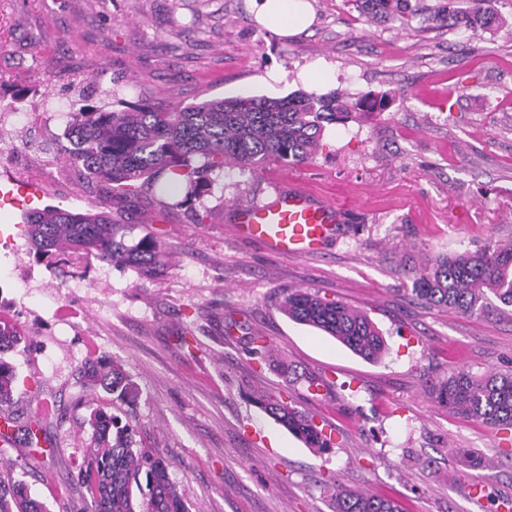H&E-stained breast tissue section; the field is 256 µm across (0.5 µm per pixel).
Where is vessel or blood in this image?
I'll use <instances>...</instances> for the list:
<instances>
[{
  "mask_svg": "<svg viewBox=\"0 0 512 512\" xmlns=\"http://www.w3.org/2000/svg\"><path fill=\"white\" fill-rule=\"evenodd\" d=\"M231 212L239 237L293 257L322 249L336 237L344 218L342 207L316 199L298 185L278 190L269 202L237 205Z\"/></svg>",
  "mask_w": 512,
  "mask_h": 512,
  "instance_id": "vessel-or-blood-1",
  "label": "vessel or blood"
}]
</instances>
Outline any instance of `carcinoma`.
<instances>
[{"label":"carcinoma","instance_id":"1","mask_svg":"<svg viewBox=\"0 0 512 512\" xmlns=\"http://www.w3.org/2000/svg\"><path fill=\"white\" fill-rule=\"evenodd\" d=\"M367 17L387 22L413 15L411 0H356ZM491 0H472L461 10L445 0L434 20L461 32L497 21ZM384 98L371 94L344 97L297 92L281 99L235 97L212 99L184 108L147 101L108 109L80 107L70 113L69 146L64 162L78 169L87 184L123 195L154 193L163 207H179L200 197V171L221 170L229 163L254 172L271 163L302 165L314 159L324 124L344 122L357 112L382 109ZM35 255L49 266L65 264L88 270L91 260L133 268L154 279L168 265V253L146 230L128 239V225L106 212H79L60 207L32 211L26 217ZM415 294L426 302L462 315L485 312L492 300L512 308V244L464 251L435 260L415 280ZM280 309L289 319L321 330L356 355L382 359L388 346L382 332L362 310L327 299L315 290L290 288ZM24 340L21 329L0 318V412L24 432L25 444L37 440L32 422L18 423L7 413L17 379L3 355ZM87 395L103 391L129 408L139 399L137 384L121 365L96 358L82 366ZM434 401L449 412L487 424L512 427V371L473 373L460 369L432 389ZM90 442L81 462L67 475L80 492V512H189L172 464L139 446L136 432L117 415L91 407ZM262 410L308 448L325 450L332 438L314 419L280 400H261ZM334 512H401L392 499L349 490L336 481L323 483ZM0 512H49L22 483L0 478Z\"/></svg>","mask_w":512,"mask_h":512}]
</instances>
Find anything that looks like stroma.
I'll use <instances>...</instances> for the list:
<instances>
[{"label":"stroma","instance_id":"35a3bbf8","mask_svg":"<svg viewBox=\"0 0 512 512\" xmlns=\"http://www.w3.org/2000/svg\"><path fill=\"white\" fill-rule=\"evenodd\" d=\"M437 2L419 0L400 24L370 20L354 0H309L312 25L280 38L250 0H15L0 23V73L37 119L0 129V181L36 193L0 197V268L13 272L0 318L25 335L7 355L10 410L42 431L39 446L18 441L0 458L16 461L13 478L50 512H78L65 475L91 436L74 402L93 354L138 385L127 419L172 463L190 512H332L323 474L403 512H498L512 500V428L460 419L428 393L455 370L511 369L512 312L464 316L413 291L436 257L512 241V0H493L499 25L461 35L431 23ZM311 67L323 76L315 85L301 78ZM112 90L181 108L298 90L388 99L326 125L308 164L252 177L228 166L209 173L200 199L164 211L149 195L111 197L62 161L71 109L104 105ZM292 184L344 209L337 238L297 258L236 236L229 206ZM47 206L152 225L171 263L153 281L104 263L83 278L46 266L29 252L23 215ZM290 288L366 311L387 356L366 361L288 319L278 303ZM256 331L266 351L249 344ZM283 394L332 429L330 451L305 447L255 403ZM477 480L486 492L474 500Z\"/></svg>","mask_w":512,"mask_h":512}]
</instances>
